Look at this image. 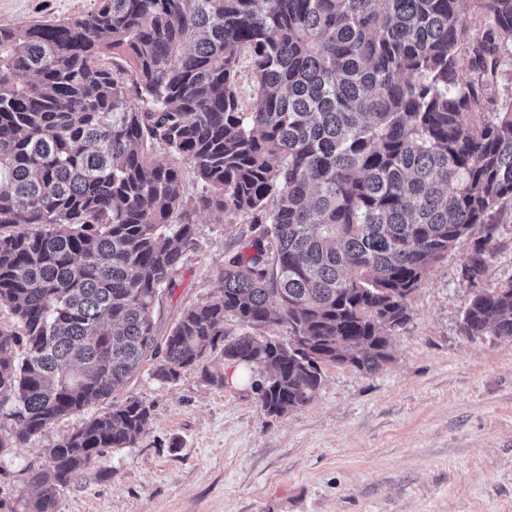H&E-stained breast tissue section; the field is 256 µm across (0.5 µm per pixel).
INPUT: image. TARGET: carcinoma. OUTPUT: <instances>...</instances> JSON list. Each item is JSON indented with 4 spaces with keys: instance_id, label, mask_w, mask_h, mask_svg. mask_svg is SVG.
Returning <instances> with one entry per match:
<instances>
[{
    "instance_id": "obj_1",
    "label": "carcinoma",
    "mask_w": 512,
    "mask_h": 512,
    "mask_svg": "<svg viewBox=\"0 0 512 512\" xmlns=\"http://www.w3.org/2000/svg\"><path fill=\"white\" fill-rule=\"evenodd\" d=\"M468 4L95 0L0 25V307L16 319L0 330V416L21 428L0 453L109 405L50 448L26 512H56L106 450L136 444L151 413L128 387L145 363L162 384L208 347L261 363L273 415L312 400L324 363L379 370L413 292L463 240L461 329L512 339V279L482 286L512 200V0ZM473 17L484 28L464 43ZM110 53L124 64L99 66ZM184 164L207 188L194 200ZM199 210L247 218L254 253L229 257L223 288L160 338ZM274 324L288 342L255 334Z\"/></svg>"
}]
</instances>
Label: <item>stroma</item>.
I'll list each match as a JSON object with an SVG mask.
<instances>
[{
	"mask_svg": "<svg viewBox=\"0 0 512 512\" xmlns=\"http://www.w3.org/2000/svg\"><path fill=\"white\" fill-rule=\"evenodd\" d=\"M94 4L0 0V25L74 18ZM194 220L197 247L158 312L161 336L183 308L221 288L225 260L252 240L243 217ZM469 250L462 242L430 267L383 368L324 365L310 403L286 415L260 405L264 367L217 350L169 385L141 372L131 390L151 407L145 432L64 488L57 512H512V339L461 331ZM511 278L510 200L484 284ZM82 421L58 419L0 457V512L35 498L30 475Z\"/></svg>",
	"mask_w": 512,
	"mask_h": 512,
	"instance_id": "35a3bbf8",
	"label": "stroma"
}]
</instances>
